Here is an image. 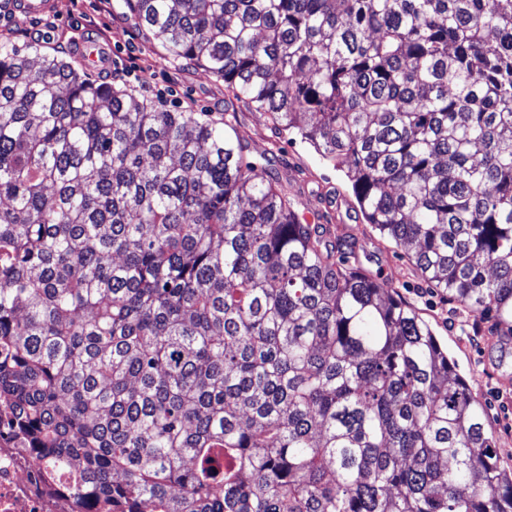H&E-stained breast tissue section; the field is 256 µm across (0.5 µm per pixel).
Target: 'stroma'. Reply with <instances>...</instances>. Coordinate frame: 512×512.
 Masks as SVG:
<instances>
[{
	"instance_id": "stroma-1",
	"label": "stroma",
	"mask_w": 512,
	"mask_h": 512,
	"mask_svg": "<svg viewBox=\"0 0 512 512\" xmlns=\"http://www.w3.org/2000/svg\"><path fill=\"white\" fill-rule=\"evenodd\" d=\"M53 13L32 17L0 11V38L40 34L45 53L92 36L112 47V72L130 89L173 112H209L223 117L231 104L223 81L196 65L175 66L162 59L158 42L147 41L123 16L122 0H52ZM238 120L252 157L273 155L276 169H288L309 192L311 208L328 213L333 223L365 245L360 263L397 287L429 322L469 390L481 402L486 430L500 465L512 474V365H504L505 344L491 341L493 320L482 332L471 329L472 316L423 282L409 252L367 224L358 214L344 173L300 139L276 138L260 113L240 110Z\"/></svg>"
}]
</instances>
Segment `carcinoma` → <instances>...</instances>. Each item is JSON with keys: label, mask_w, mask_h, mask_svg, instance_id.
<instances>
[{"label": "carcinoma", "mask_w": 512, "mask_h": 512, "mask_svg": "<svg viewBox=\"0 0 512 512\" xmlns=\"http://www.w3.org/2000/svg\"><path fill=\"white\" fill-rule=\"evenodd\" d=\"M345 171L512 335V0H123ZM0 41V407L100 512H512L485 411L364 250L249 154Z\"/></svg>", "instance_id": "1"}]
</instances>
